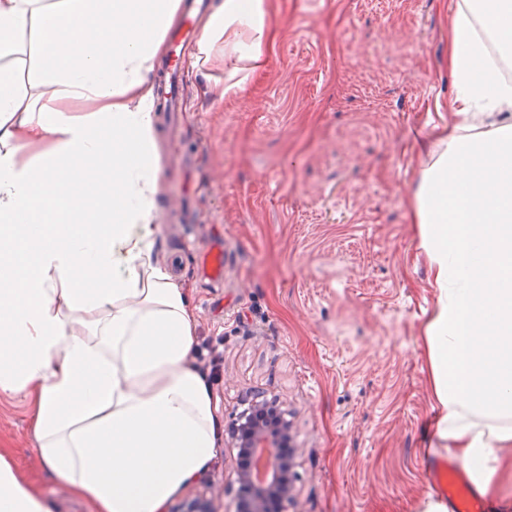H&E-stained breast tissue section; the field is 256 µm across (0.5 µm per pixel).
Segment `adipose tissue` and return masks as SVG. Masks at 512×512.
Segmentation results:
<instances>
[{
  "label": "adipose tissue",
  "mask_w": 512,
  "mask_h": 512,
  "mask_svg": "<svg viewBox=\"0 0 512 512\" xmlns=\"http://www.w3.org/2000/svg\"><path fill=\"white\" fill-rule=\"evenodd\" d=\"M180 0H0V394L35 398L48 474L93 512H167L215 458L188 293L154 258L153 85ZM269 0H222L195 61L241 90L274 31ZM512 0H458L459 113L413 201L438 306L425 330L436 431L475 491L512 471ZM0 512H52L0 454Z\"/></svg>",
  "instance_id": "ef3b65f1"
}]
</instances>
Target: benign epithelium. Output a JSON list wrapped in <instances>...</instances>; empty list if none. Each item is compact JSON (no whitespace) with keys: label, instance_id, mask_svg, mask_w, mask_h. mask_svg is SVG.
I'll list each match as a JSON object with an SVG mask.
<instances>
[{"label":"benign epithelium","instance_id":"1","mask_svg":"<svg viewBox=\"0 0 512 512\" xmlns=\"http://www.w3.org/2000/svg\"><path fill=\"white\" fill-rule=\"evenodd\" d=\"M276 407L279 420L268 423L255 417L239 419L228 429L227 447L235 451L232 475L239 485L235 512H272L293 499L294 459L279 455L277 448L291 439V422L278 402H255L250 409L262 412Z\"/></svg>","mask_w":512,"mask_h":512}]
</instances>
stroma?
Masks as SVG:
<instances>
[{
  "label": "stroma",
  "instance_id": "stroma-1",
  "mask_svg": "<svg viewBox=\"0 0 512 512\" xmlns=\"http://www.w3.org/2000/svg\"><path fill=\"white\" fill-rule=\"evenodd\" d=\"M276 40L243 91L186 76L178 132L155 134L156 259L196 308L222 428L280 398L293 423L295 498L283 512H423L425 463L447 460L424 330L438 299L411 203L430 143L463 125L448 42L457 0H272ZM224 243V277L202 262ZM31 397L0 395V449L50 501L88 512L44 469ZM220 448L168 512L214 493L233 512Z\"/></svg>",
  "mask_w": 512,
  "mask_h": 512
}]
</instances>
